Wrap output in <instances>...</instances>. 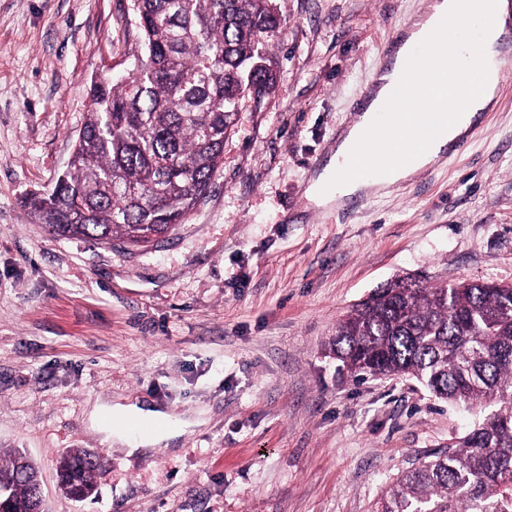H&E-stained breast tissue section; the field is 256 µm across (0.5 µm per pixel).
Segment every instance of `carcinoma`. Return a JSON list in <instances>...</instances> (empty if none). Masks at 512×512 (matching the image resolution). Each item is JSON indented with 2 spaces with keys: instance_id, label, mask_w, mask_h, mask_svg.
I'll return each instance as SVG.
<instances>
[{
  "instance_id": "carcinoma-1",
  "label": "carcinoma",
  "mask_w": 512,
  "mask_h": 512,
  "mask_svg": "<svg viewBox=\"0 0 512 512\" xmlns=\"http://www.w3.org/2000/svg\"><path fill=\"white\" fill-rule=\"evenodd\" d=\"M134 5L144 59L96 82L70 168L50 193L25 201L62 237L144 246L168 233L206 195L239 101L259 105L277 83L266 51L280 25L272 0ZM331 350L356 377H412L438 399L493 408L390 483L376 512H512V287L397 279L353 306ZM99 467L94 452L67 450L61 489L91 496ZM38 484L23 451H0V512H34Z\"/></svg>"
}]
</instances>
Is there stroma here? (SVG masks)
I'll list each match as a JSON object with an SVG mask.
<instances>
[{
	"instance_id": "1",
	"label": "stroma",
	"mask_w": 512,
	"mask_h": 512,
	"mask_svg": "<svg viewBox=\"0 0 512 512\" xmlns=\"http://www.w3.org/2000/svg\"><path fill=\"white\" fill-rule=\"evenodd\" d=\"M275 4V88L243 102L206 197L138 247L59 237L24 205L67 170L92 82L142 55L132 0H0V448L38 466L45 512H374L484 414L354 378L329 341L400 277L512 283V66L468 153L309 206L423 0ZM118 404L183 433L130 452L107 436ZM70 448L102 460L84 500L58 486Z\"/></svg>"
}]
</instances>
